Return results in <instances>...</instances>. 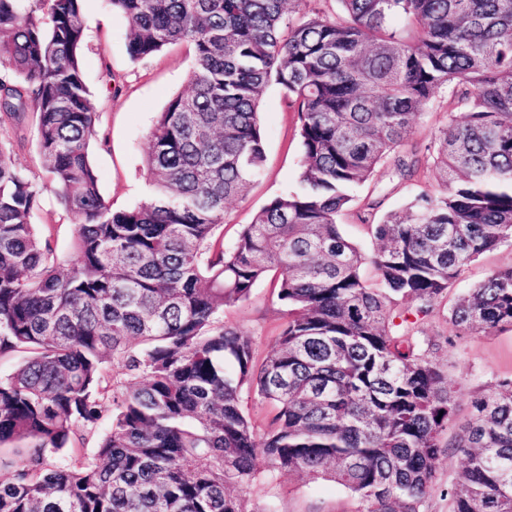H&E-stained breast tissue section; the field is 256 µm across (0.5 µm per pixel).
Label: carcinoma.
<instances>
[{"instance_id": "carcinoma-1", "label": "carcinoma", "mask_w": 512, "mask_h": 512, "mask_svg": "<svg viewBox=\"0 0 512 512\" xmlns=\"http://www.w3.org/2000/svg\"><path fill=\"white\" fill-rule=\"evenodd\" d=\"M127 51L192 49L190 88L158 113L149 191L111 209L90 157L99 121L83 76L82 0H0V126L36 118L41 166L75 224L63 268L32 219L45 185L0 140V512H261L230 487L260 470L330 478L364 512H421L445 448L465 459L452 512H512V378L472 402L442 443L461 387L409 332L479 256L512 244V0H109ZM297 107L301 189L272 198L224 247L226 204L266 161L260 104ZM449 90L428 147L443 186L338 230L352 190L407 151ZM374 268L369 285L362 267ZM266 278L285 307L260 362L224 307ZM459 334L512 329V265L451 309ZM112 361V370L105 364ZM248 389L275 413L259 432ZM111 419L108 432L99 430ZM93 456L83 453L93 438ZM424 112L421 123L417 126L416 132L406 148L416 147L422 156L428 157L429 154L426 148L430 142V129L445 123L448 119V91L441 90L438 92Z\"/></svg>"}]
</instances>
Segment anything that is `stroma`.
<instances>
[{"mask_svg":"<svg viewBox=\"0 0 512 512\" xmlns=\"http://www.w3.org/2000/svg\"><path fill=\"white\" fill-rule=\"evenodd\" d=\"M86 42L83 67L91 102L99 114L92 140V161L101 194L114 210L139 204L146 191V154L156 116L168 100L186 91L192 55L186 45L164 48L145 61L132 60L126 49L127 23L112 9L109 0H83ZM114 75L120 87L110 93L106 77ZM267 161L253 181L245 199L230 202L224 215V242L232 244L241 227L270 199L297 185L302 158L299 117L288 107L278 86H269L260 107ZM0 138L13 144L14 159L31 179L43 181L36 127L27 120L22 129H0ZM432 172L415 180L395 175L391 166L381 168L375 178L355 190L357 204L379 201L378 215L406 209L419 193L437 191ZM40 234L50 240L62 267L75 263V226L51 191H44L34 218ZM512 264V246L484 254L471 262L447 297L438 301L420 325L418 340L439 343L438 356L448 380L461 385L458 415L466 417L474 397L493 390L498 380L512 377V331L495 335H456L449 309L457 296L481 282L493 270ZM284 323L283 308L271 280L261 281L248 300L225 307V326L251 337L256 360H263L274 347ZM464 466L462 455L448 448L442 453L436 478L426 499L424 512H450L448 488ZM246 496L264 512H361L363 505L341 485L315 479L302 472H261L247 488Z\"/></svg>","mask_w":512,"mask_h":512,"instance_id":"obj_1","label":"stroma"}]
</instances>
